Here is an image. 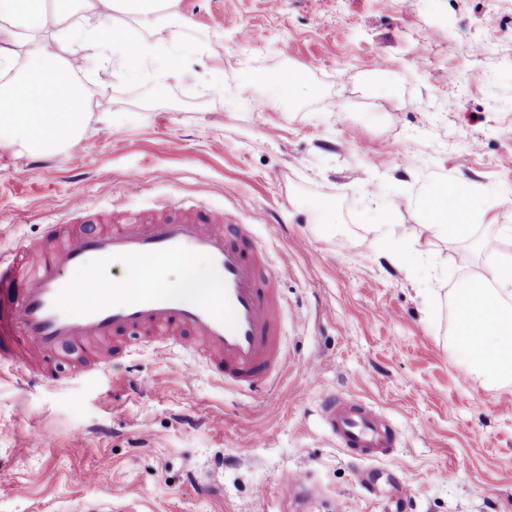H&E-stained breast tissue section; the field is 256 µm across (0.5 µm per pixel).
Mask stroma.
<instances>
[{
  "instance_id": "35a3bbf8",
  "label": "stroma",
  "mask_w": 512,
  "mask_h": 512,
  "mask_svg": "<svg viewBox=\"0 0 512 512\" xmlns=\"http://www.w3.org/2000/svg\"><path fill=\"white\" fill-rule=\"evenodd\" d=\"M172 22L178 77L160 58L91 62L77 143L0 148V250L79 223L77 197L100 226L228 213L290 269L283 364L240 389L150 346L95 372L63 352L56 384L0 363V512L116 485L142 512H512V383L474 381L453 345L460 285L512 253L494 230L512 225V0H178ZM443 187L481 201L467 237L424 229ZM333 394L387 418L391 456L338 447Z\"/></svg>"
}]
</instances>
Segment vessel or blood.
Masks as SVG:
<instances>
[{"label":"vessel or blood","instance_id":"obj_1","mask_svg":"<svg viewBox=\"0 0 512 512\" xmlns=\"http://www.w3.org/2000/svg\"><path fill=\"white\" fill-rule=\"evenodd\" d=\"M46 238L42 245L18 247L12 256L0 252L1 359H16L22 343L45 357L91 349L96 368L139 343L199 349L218 379L241 387L280 364L283 307L277 284L289 269L265 265V244L250 225L230 223L221 212L193 210L174 217L163 211L148 222L107 232L69 235L64 225L51 224ZM199 254L208 259L214 286L193 304H182L158 285L141 290L116 285L107 300L87 299L114 258L187 263ZM74 267L85 269V281L65 278V270ZM218 303L224 307L220 315L213 310ZM323 417L347 453L377 460L395 448L388 421L359 401L329 399ZM140 507L127 488L116 486L86 512H140Z\"/></svg>","mask_w":512,"mask_h":512}]
</instances>
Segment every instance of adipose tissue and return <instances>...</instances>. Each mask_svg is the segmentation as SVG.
Returning <instances> with one entry per match:
<instances>
[{
  "label": "adipose tissue",
  "mask_w": 512,
  "mask_h": 512,
  "mask_svg": "<svg viewBox=\"0 0 512 512\" xmlns=\"http://www.w3.org/2000/svg\"><path fill=\"white\" fill-rule=\"evenodd\" d=\"M177 0H0V75L23 63L20 76L0 90V148L21 144L45 154L79 140L93 112L81 75L89 56L103 67L175 49L180 33L165 17ZM132 16V33L114 27L115 13ZM169 292L194 300L209 271L197 264L163 268ZM458 351L478 375L512 376V254L486 262L455 298Z\"/></svg>",
  "instance_id": "adipose-tissue-1"
}]
</instances>
